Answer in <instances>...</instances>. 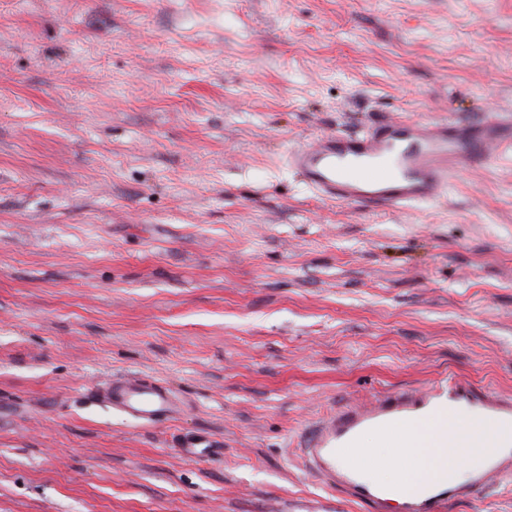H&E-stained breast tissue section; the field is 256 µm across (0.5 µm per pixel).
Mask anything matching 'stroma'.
Segmentation results:
<instances>
[{"label":"stroma","instance_id":"stroma-1","mask_svg":"<svg viewBox=\"0 0 512 512\" xmlns=\"http://www.w3.org/2000/svg\"><path fill=\"white\" fill-rule=\"evenodd\" d=\"M497 110L512 0H0V512H367L299 441L448 374L512 394V164L375 215L284 155ZM130 374L183 416L95 399ZM112 410L142 425L177 419L182 402L165 384L141 375L113 376L97 389Z\"/></svg>","mask_w":512,"mask_h":512}]
</instances>
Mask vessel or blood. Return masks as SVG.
Segmentation results:
<instances>
[{
	"label": "vessel or blood",
	"instance_id": "obj_1",
	"mask_svg": "<svg viewBox=\"0 0 512 512\" xmlns=\"http://www.w3.org/2000/svg\"><path fill=\"white\" fill-rule=\"evenodd\" d=\"M492 158H512L511 112L474 121L390 120L357 133L319 135L287 153L289 168L322 199L378 213L437 202L458 173L480 169ZM97 394L114 411L143 425L171 421L183 412L167 385L141 375L112 377ZM445 410L486 418L494 429L512 431L511 396L475 389L451 376L422 392L394 391L332 411L304 436L306 464L371 512H387L395 497L403 512H444L451 502L479 497L492 478L512 475V440L505 439L471 468L466 482L451 479L461 459L449 448L447 478L397 490L387 486L385 469L409 473L416 468L407 451L409 431ZM369 429L380 434L388 456L360 447L358 436ZM369 471L375 479H366Z\"/></svg>",
	"mask_w": 512,
	"mask_h": 512
}]
</instances>
